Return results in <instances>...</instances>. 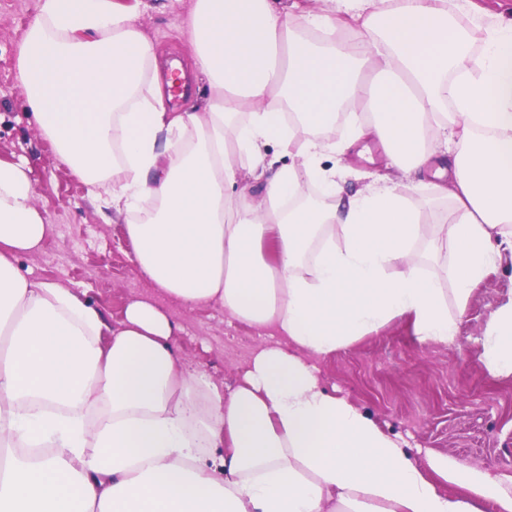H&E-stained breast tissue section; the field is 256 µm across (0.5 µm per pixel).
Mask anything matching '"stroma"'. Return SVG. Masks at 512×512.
Segmentation results:
<instances>
[{
  "label": "stroma",
  "instance_id": "stroma-1",
  "mask_svg": "<svg viewBox=\"0 0 512 512\" xmlns=\"http://www.w3.org/2000/svg\"><path fill=\"white\" fill-rule=\"evenodd\" d=\"M137 10L150 40L159 74L179 62L182 93L164 88L171 112H198L209 96L195 66L188 17L195 0H114ZM41 0H0V161L22 164L39 195L35 206L51 230L40 251L17 260L30 279L74 289L116 326L132 299L150 295L180 324L172 342L182 368L224 386L244 374L264 339L218 306L184 309L137 271L126 216L103 223L85 181L57 158L54 143L38 129L18 79L19 50L37 20ZM369 158L344 160L347 189L363 188L383 176L399 184L416 204L424 199L412 178L386 166L380 143L369 142ZM512 298V258L504 257L471 292L457 322V343H422L410 325L394 320L335 353L319 359L325 387L348 399L416 458L433 451L470 462L489 475H512V377L489 380L477 360L491 310Z\"/></svg>",
  "mask_w": 512,
  "mask_h": 512
}]
</instances>
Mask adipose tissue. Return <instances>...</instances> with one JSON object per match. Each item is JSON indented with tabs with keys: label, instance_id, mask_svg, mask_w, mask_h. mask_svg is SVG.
I'll list each match as a JSON object with an SVG mask.
<instances>
[{
	"label": "adipose tissue",
	"instance_id": "1",
	"mask_svg": "<svg viewBox=\"0 0 512 512\" xmlns=\"http://www.w3.org/2000/svg\"><path fill=\"white\" fill-rule=\"evenodd\" d=\"M456 12L488 34L478 60ZM302 19L317 39L299 40L270 0H195L191 45L211 94L203 111L170 112L135 13L44 0L19 71L60 161L130 215L132 261L154 288L278 342L227 391L181 368L177 324L151 299L111 328L72 289L27 278L16 260L50 227L35 184L0 162V512H482L485 500L512 512V475L416 460L315 365L398 318L419 342L455 344L424 254L449 253L462 312L512 252V21L471 0H335ZM346 105L343 136L324 138ZM368 138L391 166L451 178L434 193L449 208L422 214L381 178L345 192L338 160ZM272 142L293 163L267 155ZM146 194L158 206L142 217ZM478 361L512 376V300L489 313ZM438 478L464 495L440 493Z\"/></svg>",
	"mask_w": 512,
	"mask_h": 512
}]
</instances>
